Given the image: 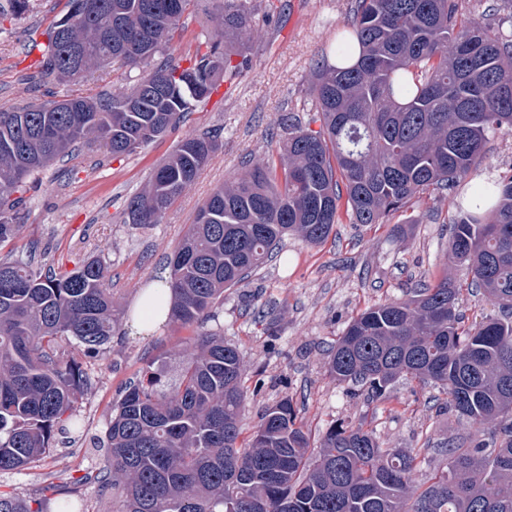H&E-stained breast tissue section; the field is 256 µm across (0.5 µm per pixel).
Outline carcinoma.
Listing matches in <instances>:
<instances>
[{"mask_svg":"<svg viewBox=\"0 0 512 512\" xmlns=\"http://www.w3.org/2000/svg\"><path fill=\"white\" fill-rule=\"evenodd\" d=\"M67 0L30 75L47 87L112 62L149 72L131 90L0 107V245L19 238L36 175L86 149L131 155L176 128L221 82L240 73L238 45L257 30L250 0H220L206 52L163 56L194 0ZM462 0H354L335 63L316 65L310 96L320 128L284 118L274 155L254 156L216 187L170 258L169 319L195 334L129 385L94 476L120 512H512V175L476 185L451 225L449 258L499 314L468 323L463 281L446 274L408 298L354 317L328 373L372 400L407 377L438 386L445 408L475 433L438 448L446 465L416 484L413 451L384 448L365 423L331 426L320 446L289 400L268 408L238 446L246 395L242 360L205 329L224 290L247 281L294 235L324 242L347 216L383 224L415 196L467 177L489 137L512 131V43L467 20ZM0 20L25 14L8 0ZM219 133L184 138L127 199L126 224H158L195 183ZM99 255L72 271L37 248L0 258V473L48 457L78 427L87 379L78 354L100 355L118 322ZM0 512H48L46 500L0 491Z\"/></svg>","mask_w":512,"mask_h":512,"instance_id":"carcinoma-1","label":"carcinoma"}]
</instances>
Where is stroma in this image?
Segmentation results:
<instances>
[{"instance_id": "stroma-1", "label": "stroma", "mask_w": 512, "mask_h": 512, "mask_svg": "<svg viewBox=\"0 0 512 512\" xmlns=\"http://www.w3.org/2000/svg\"><path fill=\"white\" fill-rule=\"evenodd\" d=\"M257 35L240 46L248 68L222 83L174 131L144 150L119 158L104 153L80 156L49 168L39 192L29 199V216L17 246L37 243L47 260L72 259L97 251L109 270L120 326L104 356L81 363L88 387L76 414L79 429L39 465L0 473V490L39 496L61 471L96 464L94 444L104 438L112 410L130 383L161 359L170 376L173 354L187 329L168 322L146 335L130 326V311L142 288L169 275V258L212 190L233 180L245 158L265 153L270 134L286 114L308 120L313 68L328 54L351 15L352 0H252ZM66 0H32L27 13L0 22V105L24 107L72 94L93 96L146 75L143 67L110 66L91 75L36 90L29 80L47 27ZM467 16L495 27L512 40V6L506 0H463ZM220 130V145L192 188L167 211L162 223H124V201L146 184L154 167L186 136ZM512 175V133L491 138L486 154L453 193L413 198L384 224L335 225L328 239L310 245L290 236L282 249L246 282L224 293L212 330L237 347L243 360L246 411L243 437H250L265 410L290 400L319 441L332 424L366 421L386 448L417 452L416 477L430 478L442 467L434 453L469 434L465 421L442 409L438 389L401 380L386 398L354 395L327 372L328 349L351 318L366 307L406 298L418 284L448 266L450 225L459 201L478 182Z\"/></svg>"}]
</instances>
